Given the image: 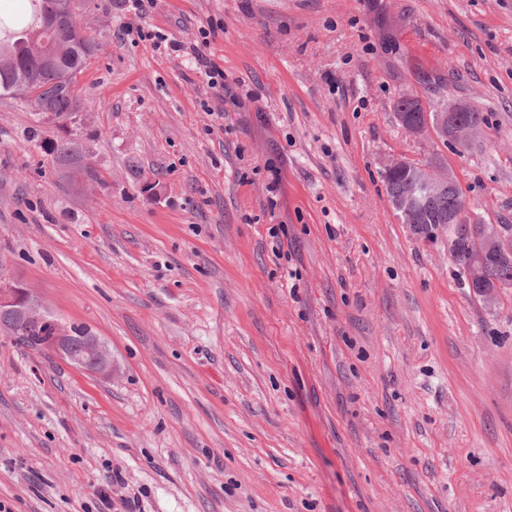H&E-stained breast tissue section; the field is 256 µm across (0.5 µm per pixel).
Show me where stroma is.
<instances>
[{
  "label": "stroma",
  "mask_w": 512,
  "mask_h": 512,
  "mask_svg": "<svg viewBox=\"0 0 512 512\" xmlns=\"http://www.w3.org/2000/svg\"><path fill=\"white\" fill-rule=\"evenodd\" d=\"M76 16L98 50L70 130L103 181L60 178L32 138L55 124L0 96V263L117 369L0 332V501L512 512V288L475 298L447 232L401 223L383 181L391 159L434 160L471 215L512 224V0H154L140 18L77 0ZM404 93L473 105L479 136L408 134Z\"/></svg>",
  "instance_id": "35a3bbf8"
}]
</instances>
